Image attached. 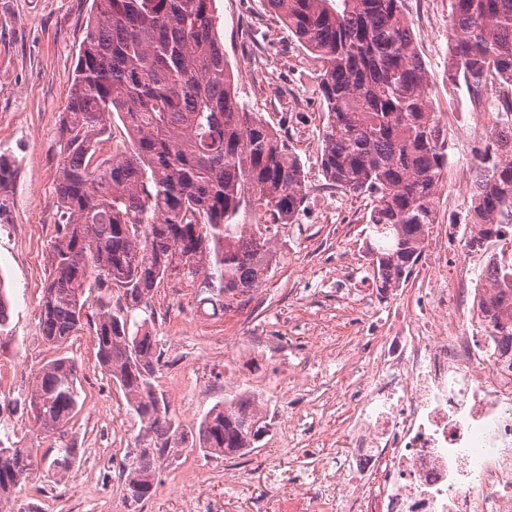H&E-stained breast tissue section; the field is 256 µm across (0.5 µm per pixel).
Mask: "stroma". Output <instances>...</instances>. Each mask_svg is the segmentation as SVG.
<instances>
[{"mask_svg": "<svg viewBox=\"0 0 512 512\" xmlns=\"http://www.w3.org/2000/svg\"><path fill=\"white\" fill-rule=\"evenodd\" d=\"M214 6L224 53L240 74L238 95L287 137L302 163L306 197L291 224L273 236L274 259L264 281L229 307L202 302L199 285L186 280L163 281L153 292V331L166 359L157 385L188 438L216 402L241 392L265 391L272 409L285 411L278 390L266 386L270 378L288 386V363L296 358L282 317L297 318L306 336L352 335L336 303V258L357 262L365 290L376 286L367 248L372 200L327 184L319 167L324 112L314 79L317 61L266 0H215ZM91 9L92 0H0V154L18 168L14 182L0 192V282L12 301L9 332L0 335V438L48 449L26 405L43 364L73 359L83 386V405L72 420L79 448L72 470L58 483L37 476L20 493L14 512H127L119 473L133 467L149 444L122 391L100 369L91 330L50 345L40 325L59 219V126ZM405 9L434 89L435 112L471 111L465 87L445 79L449 0H405ZM483 153V146L449 139L438 223L467 221L469 168ZM314 367L318 384L296 393L305 413L314 403L335 402L346 378L336 361ZM296 454L272 428L241 457L224 460L183 448L161 466L157 491L142 512H250L258 499L267 502L268 512H286L305 480L295 469Z\"/></svg>", "mask_w": 512, "mask_h": 512, "instance_id": "obj_1", "label": "stroma"}]
</instances>
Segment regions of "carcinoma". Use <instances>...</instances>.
<instances>
[{
    "label": "carcinoma",
    "mask_w": 512,
    "mask_h": 512,
    "mask_svg": "<svg viewBox=\"0 0 512 512\" xmlns=\"http://www.w3.org/2000/svg\"><path fill=\"white\" fill-rule=\"evenodd\" d=\"M214 2L93 0L60 128V215L42 334L58 344L92 324L100 368L155 436L124 477L129 512L153 496L159 467L185 437L154 384L163 350L151 319L128 314L148 308L154 288L172 277L200 281L205 300L220 308L257 287L273 260L270 230L290 223L306 196L299 157L234 90ZM404 2L267 0L319 63L322 174L374 198L368 252L380 288L398 287L419 262L448 167ZM450 5L448 85L464 83L479 111L491 100L512 116V0ZM115 114L132 146L105 153ZM15 176L0 154V190ZM472 193L470 219L481 230L467 249L477 252L512 226V154L487 151L472 171ZM497 276L507 292L485 306L486 328L512 339V264ZM95 289L97 307L85 320ZM79 384V367L66 357L38 369L28 406L56 453L40 458L19 441L0 447V512H11L39 467L60 478L71 470ZM266 428L255 401L240 394L204 414L198 446L211 457L243 456Z\"/></svg>",
    "instance_id": "obj_1"
}]
</instances>
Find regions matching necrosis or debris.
<instances>
[{
	"label": "necrosis or debris",
	"mask_w": 512,
	"mask_h": 512,
	"mask_svg": "<svg viewBox=\"0 0 512 512\" xmlns=\"http://www.w3.org/2000/svg\"><path fill=\"white\" fill-rule=\"evenodd\" d=\"M479 231L430 232L421 286L386 290L388 320L366 295L348 298L357 334L336 359L357 379L337 390L344 414L318 404L316 424L299 427L293 406L277 419L310 444L303 512H512V341L482 321L497 290L469 274Z\"/></svg>",
	"instance_id": "1"
}]
</instances>
